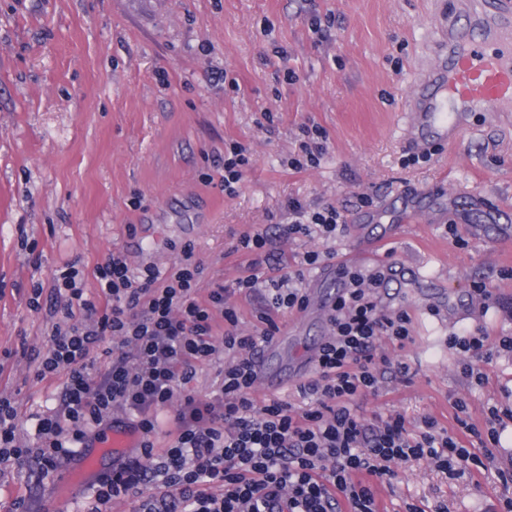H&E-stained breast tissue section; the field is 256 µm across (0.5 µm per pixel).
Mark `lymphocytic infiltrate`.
Here are the masks:
<instances>
[{
	"label": "lymphocytic infiltrate",
	"instance_id": "obj_1",
	"mask_svg": "<svg viewBox=\"0 0 512 512\" xmlns=\"http://www.w3.org/2000/svg\"><path fill=\"white\" fill-rule=\"evenodd\" d=\"M286 210L279 237L329 241L342 231L336 206L312 209L292 198ZM274 237H240L238 248L251 256L245 275L203 300L202 268L189 245L180 265L166 272L153 265L132 271L122 252L112 251L95 269V298L78 287L75 267L61 270L49 341L24 351L37 365L36 378L62 377L58 403L38 416L37 445L27 448L17 437L18 406L0 394V464L32 462L40 479L54 477L88 428L119 411L139 430V450L99 482L83 512L129 499L137 500V512H266L273 495L286 512H381L373 483L392 479L394 463L427 459L452 479L489 471L500 439L497 410H490L485 430L462 419L455 432L428 418L413 433L399 414L369 426L357 414L358 399L377 392L389 363L385 344L401 348L412 339L410 315L378 304L379 269L341 263L329 334L312 373L296 386L301 407L277 398L257 402L259 353L279 333L280 318L308 303L302 270L279 267ZM260 289L265 306L253 331L243 333L228 297ZM223 351L229 357L216 394L188 392L199 368ZM100 352L108 358L102 370L94 362ZM161 433L169 439L164 448L156 445ZM470 436L477 446L467 445Z\"/></svg>",
	"mask_w": 512,
	"mask_h": 512
}]
</instances>
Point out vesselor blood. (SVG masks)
Masks as SVG:
<instances>
[{
	"mask_svg": "<svg viewBox=\"0 0 512 512\" xmlns=\"http://www.w3.org/2000/svg\"><path fill=\"white\" fill-rule=\"evenodd\" d=\"M469 20L487 29L489 42L468 39L461 28L445 19L435 26L432 58L417 74L404 114L405 138L413 150H427L433 141L455 135L462 113L469 108L512 112V0H476ZM283 347L284 338L279 335L261 353L257 385L264 391L274 392L303 379L313 367L316 347L310 344L287 367L270 368V356ZM138 441L132 426L115 423L105 427L81 445L72 468L57 477V486L64 490L91 487L99 474L125 459Z\"/></svg>",
	"mask_w": 512,
	"mask_h": 512,
	"instance_id": "vessel-or-blood-1",
	"label": "vessel or blood"
}]
</instances>
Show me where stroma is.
Wrapping results in <instances>:
<instances>
[{
	"mask_svg": "<svg viewBox=\"0 0 512 512\" xmlns=\"http://www.w3.org/2000/svg\"><path fill=\"white\" fill-rule=\"evenodd\" d=\"M314 12L334 20L325 35L309 28ZM443 15L468 25L461 0H0V392L15 397L28 446L33 416L56 406L61 387L37 379L23 355L48 339L56 269L75 264L93 297V272L113 250L137 267L141 241L169 268L188 244L204 297L243 276L238 235L269 229L288 199L334 205L352 224L363 191L389 217L411 200L426 217L401 222L395 240L356 266L414 256L447 269L440 303L455 318L440 325L425 289L389 283L390 307L411 314L413 339L389 348L392 367L361 400V418L399 413L416 432L427 417L455 429L461 414L482 429L489 407L512 408V352H493L479 383L448 346L465 330L512 336V278L502 276L512 235L498 236L499 225L512 227V112L466 113L429 162L402 164L403 114ZM310 123L326 131L328 149L297 172L284 160ZM231 141L248 144L254 163L228 197L217 181ZM408 183L418 189L411 200L400 193ZM353 248L344 235L301 237L278 241L276 257L295 270L308 251ZM479 280L492 298L474 313ZM494 453L495 471L454 481L427 460L400 463L376 497L383 512L408 501L423 512H500L495 472L512 471V420ZM55 491L28 468H0V512L20 496L41 512Z\"/></svg>",
	"mask_w": 512,
	"mask_h": 512,
	"instance_id": "1",
	"label": "stroma"
}]
</instances>
